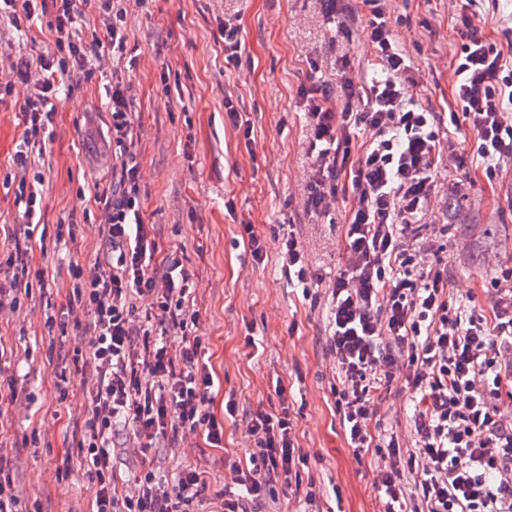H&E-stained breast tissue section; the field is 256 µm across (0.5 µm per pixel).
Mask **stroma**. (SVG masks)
<instances>
[{
    "label": "stroma",
    "mask_w": 512,
    "mask_h": 512,
    "mask_svg": "<svg viewBox=\"0 0 512 512\" xmlns=\"http://www.w3.org/2000/svg\"><path fill=\"white\" fill-rule=\"evenodd\" d=\"M147 6L148 14L131 20L128 59L120 64L142 115V218L156 227L158 255L181 247L185 267L199 277V332L209 340V361L222 382L214 411L223 413L226 394L253 404L277 381L290 383L294 404L303 407L297 435L321 482L322 512L336 506L373 512L376 461L369 456L355 464L329 398L331 364L323 351L328 310L310 309L301 292L288 286L276 236L279 225H296L310 267L324 277L345 261L343 212L312 218L300 205L310 173V134L297 89L312 59L327 72L348 52L368 69L374 61L368 33L362 28L353 40L333 39L318 0H148ZM389 8L403 52L419 70L416 82L406 86L408 97L446 112L460 45L448 0H391ZM224 15L238 16L242 27L245 61L237 71L225 69L212 36ZM476 25L484 39L512 47V0H480ZM164 68L179 82L174 111L157 79ZM228 93L254 124L251 147L239 146L224 124ZM104 97V90L83 86L56 103L62 136L51 147L44 183L49 223L73 206L72 186L112 167ZM437 181L419 241L438 250L451 288L471 294L476 311L488 313L496 299L492 279L500 268L512 267V160L504 162L497 182H488L477 162L463 169L443 163ZM228 198L235 201L231 214L224 208ZM197 213L202 223H195ZM243 224L255 225L266 239L262 266H253L246 246L235 239ZM249 330L256 340L252 348L244 342ZM0 334L17 349L11 369L18 388L38 397L33 416L0 408V443L18 449L20 494L43 512H87L85 475L76 474L67 487L54 480L56 466L72 451V420L82 407L76 402L56 410L48 350L30 326L17 324ZM36 427L42 430L37 445H25ZM244 446L240 430L228 421L223 447L188 448L183 459L207 456L216 492L224 487L225 452Z\"/></svg>",
    "instance_id": "stroma-1"
}]
</instances>
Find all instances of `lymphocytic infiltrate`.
Returning a JSON list of instances; mask_svg holds the SVG:
<instances>
[{"instance_id":"f902f5d3","label":"lymphocytic infiltrate","mask_w":512,"mask_h":512,"mask_svg":"<svg viewBox=\"0 0 512 512\" xmlns=\"http://www.w3.org/2000/svg\"><path fill=\"white\" fill-rule=\"evenodd\" d=\"M363 2L379 74L357 73L343 55L333 73L311 66L297 90L311 132L302 208L334 212L338 180L346 178L345 264L320 290L290 227L280 238L282 273L312 304L330 307L329 390L355 462L371 452L380 459V512H512V424L500 413L512 399V267L501 269L508 287L486 316L451 291L441 259L417 245L414 226L442 160L461 167L466 159L453 151L455 132L439 113L406 98L410 67L386 0ZM454 2L461 44L448 111L462 113L492 180L512 158V58L478 36L476 0ZM129 9L113 0H0V101L23 100L6 175L18 221L0 225V326L35 321L42 335L77 329L84 338L53 369L58 406L78 399L83 407L71 433L76 456L57 469L56 482L69 485L83 469L90 512H280L283 487L315 503L320 488L285 386L254 407L228 397L215 415L198 280L179 250L153 259L155 227L141 216L140 115L115 67L126 53ZM41 20L45 46L34 35ZM19 41L25 50L16 49ZM83 84L105 90L112 179L81 185L55 226L56 242L90 238L98 246L94 259L62 267L36 259L34 242L55 100ZM53 289L63 297L60 315L36 311L34 292ZM397 381L414 402L407 444L372 431ZM228 417L249 445L225 455L226 489L214 498L205 467L181 462V444L223 447ZM120 456L132 460L131 471L117 467Z\"/></svg>"}]
</instances>
